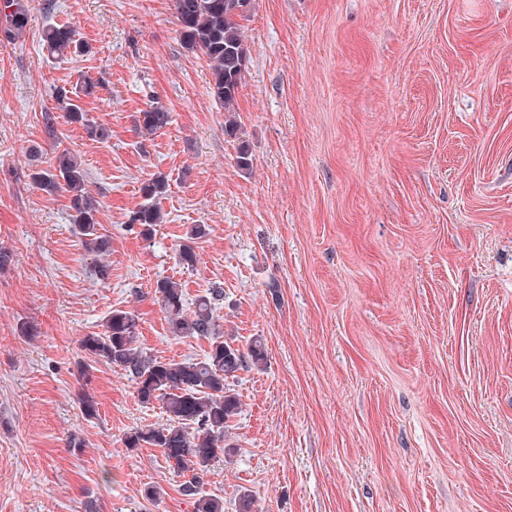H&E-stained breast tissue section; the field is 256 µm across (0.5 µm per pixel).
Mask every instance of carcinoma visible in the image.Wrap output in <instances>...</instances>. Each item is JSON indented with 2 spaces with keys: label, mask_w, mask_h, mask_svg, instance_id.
I'll return each mask as SVG.
<instances>
[{
  "label": "carcinoma",
  "mask_w": 512,
  "mask_h": 512,
  "mask_svg": "<svg viewBox=\"0 0 512 512\" xmlns=\"http://www.w3.org/2000/svg\"><path fill=\"white\" fill-rule=\"evenodd\" d=\"M248 0H175L177 33L185 48L202 53L212 71V94L226 112L235 109L239 90L245 80L247 45L241 20ZM25 0H0V41L14 43L24 36L28 26ZM44 46L53 58L87 52V46L77 38L75 29L64 24H50L42 31ZM98 84L87 78L70 92L58 91L57 97L70 124L85 128L92 138L105 140L109 130L89 121L87 113L74 98L95 95ZM171 115L156 101L140 113V129L155 133L170 123ZM30 179L47 194L65 193L70 196L72 221L82 242L91 250L104 253L108 241L98 232V209L86 190L87 173L68 150L63 149L57 166L35 169ZM166 177L157 175L142 187L144 203L129 216V222L141 226L148 237L151 228L160 223L161 211L156 199L167 192ZM206 235V229L196 224L188 231L187 242L178 250L179 262L192 267L197 261L189 241ZM155 293L167 318L170 336L201 337L209 340V350L200 361L160 360L147 355L139 343L138 316L133 311L114 309L105 317L103 329L81 340L85 354L94 361L122 368L144 404H161L166 423L148 429H135L127 434L128 448L148 445L161 449L165 460L181 474L189 477L183 491L198 494L202 475L211 462L228 454L234 444L227 442L229 423L240 407L239 395L229 388L228 379L244 368L246 358L253 364L264 360V348L254 340L248 353L224 340L220 334L216 306L223 291L209 289L187 307L182 284L170 279L157 281Z\"/></svg>",
  "instance_id": "1"
}]
</instances>
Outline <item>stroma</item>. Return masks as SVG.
Returning <instances> with one entry per match:
<instances>
[{
	"label": "stroma",
	"mask_w": 512,
	"mask_h": 512,
	"mask_svg": "<svg viewBox=\"0 0 512 512\" xmlns=\"http://www.w3.org/2000/svg\"><path fill=\"white\" fill-rule=\"evenodd\" d=\"M25 3L0 44V512H194L160 449L124 444L160 406L80 344L121 308L148 354L203 358L169 334L164 278L190 302L223 289L225 338L265 349L199 488L224 512H512V0H249L234 138L173 0ZM50 23L89 53L49 56ZM84 78L107 140L56 99ZM156 101L172 121L142 136ZM65 148L108 254L29 178ZM159 173L145 237L128 216ZM205 234H206V229H205L204 225L196 224L190 228V230L188 231V236H187V240H186L188 243L181 244L179 247V250H178L179 262L183 266L193 267L195 265V263L197 261V255H196L194 247L189 243H191V240H195V239L205 236Z\"/></svg>",
	"instance_id": "stroma-1"
}]
</instances>
